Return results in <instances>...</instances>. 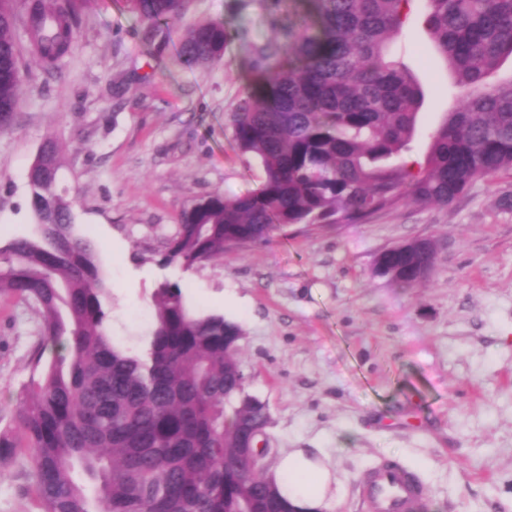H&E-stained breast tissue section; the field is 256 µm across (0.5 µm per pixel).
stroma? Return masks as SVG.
Listing matches in <instances>:
<instances>
[{"instance_id":"obj_1","label":"stroma","mask_w":512,"mask_h":512,"mask_svg":"<svg viewBox=\"0 0 512 512\" xmlns=\"http://www.w3.org/2000/svg\"><path fill=\"white\" fill-rule=\"evenodd\" d=\"M69 54L44 68L17 14L21 69L14 124L0 132V247L36 233L27 173L60 149L57 184L74 231L98 249L115 344L137 348L160 283L239 324L247 392L270 414L274 456L322 449L340 512H364L363 475L393 461L421 480L415 512H512V174L480 181L451 205L405 202L358 224H296L186 270L156 259L193 203L244 195L266 173L238 149L233 115L260 52L313 20V0H192L156 52L125 0H70ZM218 19L233 35L221 63L187 67L174 47L188 24ZM425 92L406 161L455 104L449 67L416 14L392 45ZM428 237L429 277L400 288L375 275L392 245ZM42 318L0 298V429L24 395ZM23 457L0 461V512H40Z\"/></svg>"}]
</instances>
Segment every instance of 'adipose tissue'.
Masks as SVG:
<instances>
[{"instance_id":"ef3b65f1","label":"adipose tissue","mask_w":512,"mask_h":512,"mask_svg":"<svg viewBox=\"0 0 512 512\" xmlns=\"http://www.w3.org/2000/svg\"><path fill=\"white\" fill-rule=\"evenodd\" d=\"M270 475L298 512H337L339 503L330 492L333 473L329 463L316 454L301 449L285 453Z\"/></svg>"}]
</instances>
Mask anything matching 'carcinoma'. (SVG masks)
<instances>
[{"label":"carcinoma","mask_w":512,"mask_h":512,"mask_svg":"<svg viewBox=\"0 0 512 512\" xmlns=\"http://www.w3.org/2000/svg\"><path fill=\"white\" fill-rule=\"evenodd\" d=\"M414 0H315L312 27L285 30L262 50L286 62L234 114L240 150L266 172L245 195L215 194L185 210L160 264L190 269L238 245L265 243L293 224H355L409 198L448 205L476 182L512 171V77L487 83L512 58V0H422L421 14L461 88L454 110L430 135L424 163L402 154L417 132L423 91L387 58ZM189 0H126L163 51L169 26ZM16 0H0V131L19 102ZM47 69L72 40L73 13L44 0L27 4ZM222 20L186 28L177 56L188 66L224 59ZM58 147L49 140L31 165L37 235L0 248V298L43 317L42 339L62 350L32 352L26 396L0 430V458L23 449L40 512H270L260 471L242 457L241 432L261 442L265 406L246 392L238 359L241 327L200 314L180 284L153 295L152 328L132 352L110 334V292L90 240L74 233L71 203L57 192ZM401 288L422 282L433 252L402 258Z\"/></svg>","instance_id":"obj_1"}]
</instances>
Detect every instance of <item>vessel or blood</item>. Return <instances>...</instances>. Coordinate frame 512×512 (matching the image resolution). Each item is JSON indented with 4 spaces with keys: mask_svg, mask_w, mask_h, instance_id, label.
I'll use <instances>...</instances> for the list:
<instances>
[{
    "mask_svg": "<svg viewBox=\"0 0 512 512\" xmlns=\"http://www.w3.org/2000/svg\"><path fill=\"white\" fill-rule=\"evenodd\" d=\"M358 490L365 512H414L425 494L413 472L387 461L371 468Z\"/></svg>",
    "mask_w": 512,
    "mask_h": 512,
    "instance_id": "obj_1",
    "label": "vessel or blood"
}]
</instances>
